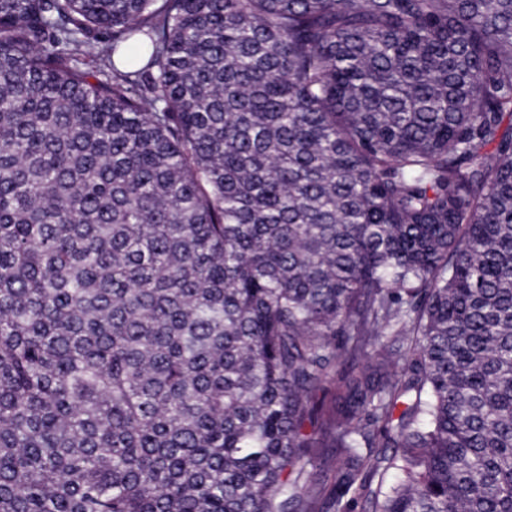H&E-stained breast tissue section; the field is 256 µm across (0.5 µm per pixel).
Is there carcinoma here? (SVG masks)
<instances>
[{
	"mask_svg": "<svg viewBox=\"0 0 512 512\" xmlns=\"http://www.w3.org/2000/svg\"><path fill=\"white\" fill-rule=\"evenodd\" d=\"M360 501L512 512V0H0V512Z\"/></svg>",
	"mask_w": 512,
	"mask_h": 512,
	"instance_id": "obj_1",
	"label": "carcinoma"
}]
</instances>
